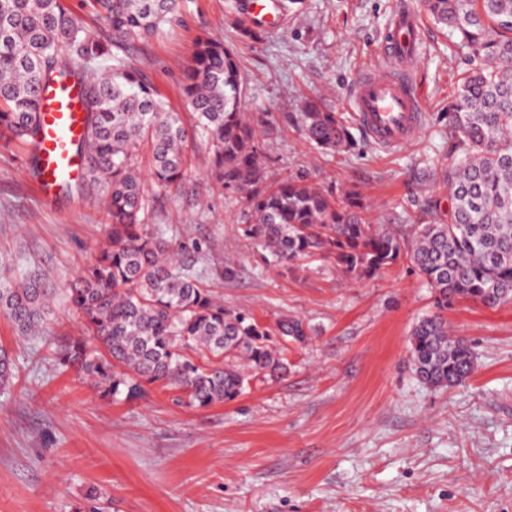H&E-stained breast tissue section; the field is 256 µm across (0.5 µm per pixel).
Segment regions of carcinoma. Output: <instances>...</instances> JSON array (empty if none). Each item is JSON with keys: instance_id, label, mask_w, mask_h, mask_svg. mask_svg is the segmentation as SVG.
<instances>
[{"instance_id": "carcinoma-1", "label": "carcinoma", "mask_w": 512, "mask_h": 512, "mask_svg": "<svg viewBox=\"0 0 512 512\" xmlns=\"http://www.w3.org/2000/svg\"><path fill=\"white\" fill-rule=\"evenodd\" d=\"M433 22L480 65L459 78L448 103L451 165L448 213L396 233L368 220L360 193H327L304 175L278 177L261 161V131L241 112L244 79L224 41L201 37L184 70L192 121L170 109L127 48L158 33L178 0H91L112 37L80 24L64 0H0V129L19 143L40 127L39 91L56 77L81 76L86 174L78 192L105 208L106 240L67 288L81 334L56 348V362L102 397L134 401L161 384L174 402L208 409L236 400L251 378L287 370L288 342L307 336L303 320L272 330L224 307L204 273L184 261L175 224L156 222L161 198L179 195L188 154L211 156L209 177L245 205L239 230L267 265L295 271L319 256L358 279L405 257L446 310L460 300L512 305V0H424ZM302 133L334 153L353 139L341 116L308 101ZM46 278L0 262V316L16 335L39 334L50 310ZM409 357L433 388L459 386L478 357L439 315L413 326ZM16 365L0 348V390Z\"/></svg>"}]
</instances>
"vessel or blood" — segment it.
Wrapping results in <instances>:
<instances>
[{
	"label": "vessel or blood",
	"instance_id": "b4317fda",
	"mask_svg": "<svg viewBox=\"0 0 512 512\" xmlns=\"http://www.w3.org/2000/svg\"><path fill=\"white\" fill-rule=\"evenodd\" d=\"M245 18L268 29L276 22L268 0H248ZM421 21L409 8L398 9L385 34L381 64L366 67L349 90V102L371 142L386 151L411 143L420 132L424 108L412 77ZM42 126L33 142L34 164L43 195L82 173L77 142L82 132L80 83L56 79L40 88Z\"/></svg>",
	"mask_w": 512,
	"mask_h": 512
}]
</instances>
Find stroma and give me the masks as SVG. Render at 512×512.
I'll list each match as a JSON object with an SVG mask.
<instances>
[{"instance_id": "obj_1", "label": "stroma", "mask_w": 512, "mask_h": 512, "mask_svg": "<svg viewBox=\"0 0 512 512\" xmlns=\"http://www.w3.org/2000/svg\"><path fill=\"white\" fill-rule=\"evenodd\" d=\"M242 2L182 0L158 37L131 46V62L181 112L196 40H224L274 175L358 190L372 223L387 228L417 223L430 201L448 205L440 116L477 61L428 19L423 0H281L280 26L256 42L235 30ZM400 5L422 19L418 138L388 152L356 124L352 148L319 153L300 129L305 101L347 112L349 89L379 62ZM31 153L0 136V258L49 272L45 333L58 343L80 333L62 297L104 242L103 218L74 194L43 199ZM191 158L193 174L164 223L199 242L205 281L225 307L270 327L302 319L307 339L289 343L285 376L255 379L236 400L196 410L156 385L141 400L105 399L0 318V346L16 361L12 387L0 392V512H90L94 492L111 500V512H512V305L448 309L478 363L465 384L430 388L408 347L412 326L432 309L431 290L406 260L371 279L313 259L294 272L264 268L237 234L240 202L207 178L204 149Z\"/></svg>"}]
</instances>
